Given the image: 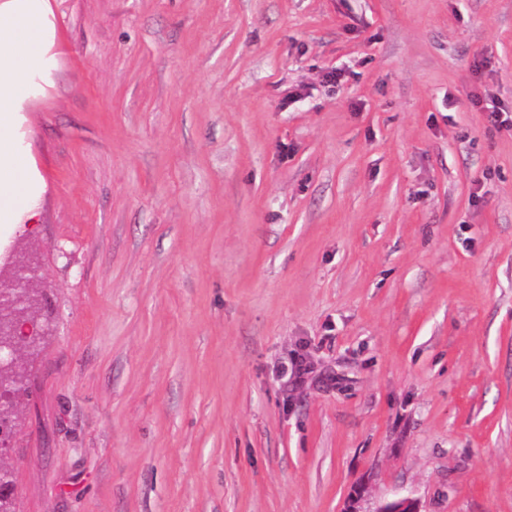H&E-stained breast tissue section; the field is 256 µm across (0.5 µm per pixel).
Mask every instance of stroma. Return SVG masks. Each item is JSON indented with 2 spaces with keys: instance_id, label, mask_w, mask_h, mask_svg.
<instances>
[{
  "instance_id": "35a3bbf8",
  "label": "stroma",
  "mask_w": 512,
  "mask_h": 512,
  "mask_svg": "<svg viewBox=\"0 0 512 512\" xmlns=\"http://www.w3.org/2000/svg\"><path fill=\"white\" fill-rule=\"evenodd\" d=\"M49 3L12 512H512V0Z\"/></svg>"
}]
</instances>
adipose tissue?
<instances>
[{
    "label": "adipose tissue",
    "mask_w": 512,
    "mask_h": 512,
    "mask_svg": "<svg viewBox=\"0 0 512 512\" xmlns=\"http://www.w3.org/2000/svg\"><path fill=\"white\" fill-rule=\"evenodd\" d=\"M48 0H0V223L33 208L31 161L15 135L33 71L51 62Z\"/></svg>",
    "instance_id": "1"
}]
</instances>
